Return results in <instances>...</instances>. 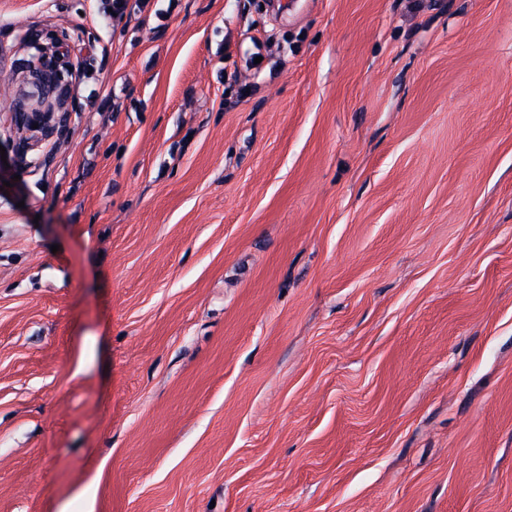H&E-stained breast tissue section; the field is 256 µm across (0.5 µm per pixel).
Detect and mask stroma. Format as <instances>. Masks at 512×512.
Here are the masks:
<instances>
[{
    "mask_svg": "<svg viewBox=\"0 0 512 512\" xmlns=\"http://www.w3.org/2000/svg\"><path fill=\"white\" fill-rule=\"evenodd\" d=\"M111 7L0 0V512H512V0Z\"/></svg>",
    "mask_w": 512,
    "mask_h": 512,
    "instance_id": "35a3bbf8",
    "label": "stroma"
}]
</instances>
